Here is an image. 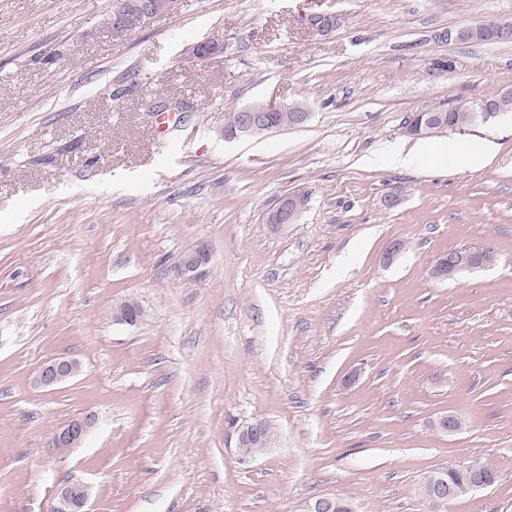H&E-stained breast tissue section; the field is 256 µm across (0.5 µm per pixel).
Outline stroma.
Returning a JSON list of instances; mask_svg holds the SVG:
<instances>
[{"mask_svg":"<svg viewBox=\"0 0 512 512\" xmlns=\"http://www.w3.org/2000/svg\"><path fill=\"white\" fill-rule=\"evenodd\" d=\"M110 4L0 0V512H47L67 480L93 512H430L428 475L473 460L495 483L444 512H512V113L465 128L495 146L482 167L381 161L415 145L406 115L512 90V44L447 36L512 0H183L114 38ZM325 10L322 36L305 18ZM215 32L223 52L194 58ZM270 99L310 117L225 141V109ZM289 195L297 220L270 224ZM482 246L491 263L431 276ZM129 298L141 325L112 319ZM61 357L80 373L39 386ZM232 418L275 443L239 455ZM94 420L93 415L71 420L54 433L51 439V447L63 451L78 447L92 428Z\"/></svg>","mask_w":512,"mask_h":512,"instance_id":"1","label":"stroma"}]
</instances>
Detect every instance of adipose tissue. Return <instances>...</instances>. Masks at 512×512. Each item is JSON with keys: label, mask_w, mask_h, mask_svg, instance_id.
<instances>
[{"label": "adipose tissue", "mask_w": 512, "mask_h": 512, "mask_svg": "<svg viewBox=\"0 0 512 512\" xmlns=\"http://www.w3.org/2000/svg\"><path fill=\"white\" fill-rule=\"evenodd\" d=\"M493 151V145L487 142L451 141L436 146L419 144L408 151L394 148L387 153L385 160L393 167L409 168L423 165L436 156L451 165L479 167L488 161Z\"/></svg>", "instance_id": "ef3b65f1"}]
</instances>
